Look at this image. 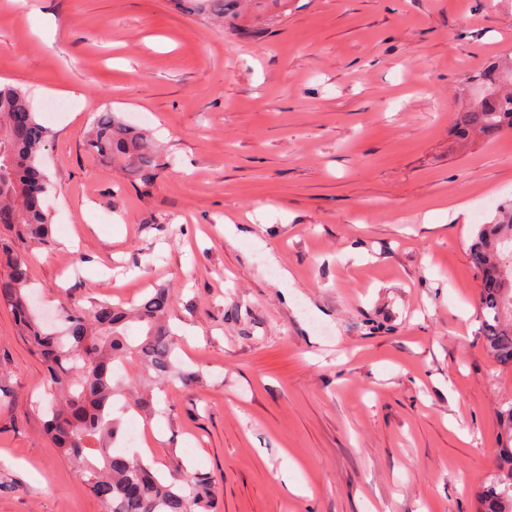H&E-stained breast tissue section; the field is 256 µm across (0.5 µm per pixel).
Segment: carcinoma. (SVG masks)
Returning <instances> with one entry per match:
<instances>
[{"label": "carcinoma", "mask_w": 512, "mask_h": 512, "mask_svg": "<svg viewBox=\"0 0 512 512\" xmlns=\"http://www.w3.org/2000/svg\"><path fill=\"white\" fill-rule=\"evenodd\" d=\"M203 19L224 20L236 0H174ZM508 79L497 68L478 72L474 81L491 89L456 119L461 140L479 134L489 139L512 134V91L494 90ZM51 131L39 122L26 92L0 86V303L15 317L18 335L45 365L49 389L59 399L43 412L42 428L54 448L81 467L92 495L106 512H213L210 477L183 471L174 480L152 466L112 451L120 420L112 417L124 386L151 380L162 389L176 382L193 383L198 373L181 366L168 320L172 305L166 288H156L125 307L108 300L92 308L63 309L65 329L53 332L33 308L28 253L14 248L50 243L45 210L52 184L42 169V154ZM89 150L103 160H119L129 175L146 185L158 175L161 148L150 135L134 129L111 112L96 117L86 137ZM512 203L499 210L493 224H482L472 239L470 255L480 279V334L488 352L512 367ZM137 327L135 336L129 335ZM135 368L114 381V366ZM508 439L498 449L497 472L479 491L475 512H512V405L501 410Z\"/></svg>", "instance_id": "cac0c4a2"}]
</instances>
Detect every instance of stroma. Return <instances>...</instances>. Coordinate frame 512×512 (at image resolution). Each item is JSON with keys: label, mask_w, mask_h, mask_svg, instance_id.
Here are the masks:
<instances>
[{"label": "stroma", "mask_w": 512, "mask_h": 512, "mask_svg": "<svg viewBox=\"0 0 512 512\" xmlns=\"http://www.w3.org/2000/svg\"><path fill=\"white\" fill-rule=\"evenodd\" d=\"M510 59L512 0H241L220 31L168 0H0V84L52 131L35 305L167 287L199 374L156 415L114 405L145 463L207 473L217 512H475L512 370L469 245L512 198V135L452 130L460 88ZM102 112L153 132V186L89 153ZM0 392V512H104L42 432L45 369L2 304Z\"/></svg>", "instance_id": "1"}]
</instances>
